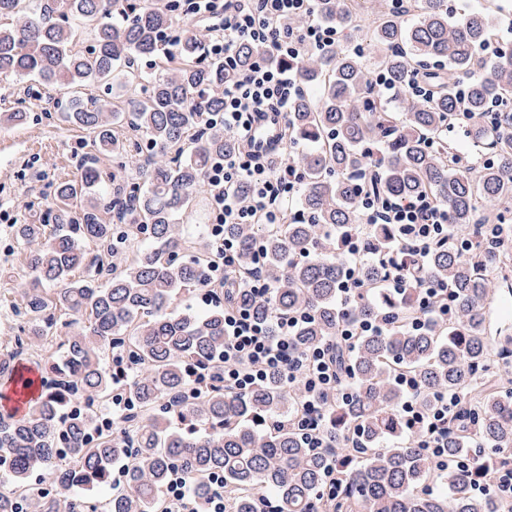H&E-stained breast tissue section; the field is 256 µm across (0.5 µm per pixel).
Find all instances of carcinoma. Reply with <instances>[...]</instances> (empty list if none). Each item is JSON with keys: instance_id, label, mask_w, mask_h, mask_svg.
<instances>
[{"instance_id": "obj_1", "label": "carcinoma", "mask_w": 512, "mask_h": 512, "mask_svg": "<svg viewBox=\"0 0 512 512\" xmlns=\"http://www.w3.org/2000/svg\"><path fill=\"white\" fill-rule=\"evenodd\" d=\"M177 7L176 0L162 8L145 0H43L36 6L31 0H0V19L13 20L0 25V95L28 81L46 88L107 82L121 69L142 92L129 99L128 111L72 100L62 112L68 122L94 133L104 152L139 148L134 133L150 144L139 172L145 191L125 194L123 176L114 173L113 198L105 200L98 159L86 157L80 182L65 181L57 188L53 232L44 224L17 227L23 242L43 240L29 254L36 280L24 291L28 326L18 346L47 339L52 323L46 313L58 308L77 319L87 317L89 326L63 342L52 378L43 380L47 392L27 413L0 415V512H20V503L29 499L37 500L41 512H60L59 499L30 487L27 477L34 471L50 476L60 491L93 490L110 484L112 466L121 461L127 462L124 485L108 499V512H161L162 489L175 466L184 470L203 503L210 474L223 473L228 512H261L270 497L275 512H315L320 484L333 465L348 485L343 512H500L494 500L473 499L474 472L453 467L434 476L413 437L399 448L386 443L402 434L395 412L401 394L392 376L410 370L426 408L439 390L476 394L469 421L448 438V458L478 443L512 450V392L482 375L491 346L512 342L491 321L503 282L489 273L499 274L508 264L503 244L477 243L465 256L450 242L427 257V274L457 296L456 320H433L419 333L398 321L385 334L367 336L353 352L339 355L357 390L347 403L329 408L333 450L306 448L289 429L260 434L249 425L296 406L298 393L278 375L244 397L219 386L192 393L183 365L219 361L224 310L166 312L181 291L207 280L211 261L207 254L190 253L192 239L174 220L202 191L206 169L237 152L239 143L218 126L201 137L192 135L203 113L224 109V61L208 58L198 35L165 45L163 35L177 20ZM410 9L421 18L394 13L379 18L367 59L338 45L295 63L301 83L320 97L318 104L300 97L283 132L287 146L302 147L300 217L224 229L237 241L245 264L256 239L266 246V274L274 292L269 303L253 305L259 318L313 311V320L295 339L301 349L336 335L337 285L346 263L334 253L342 252V235L356 233L377 248L386 243L387 226L362 223L355 181L362 171L379 166V187L398 199L431 194L448 208L459 238L484 223L479 200L512 195V114L486 118L491 102L512 92V55L482 69L477 57L494 32L490 14L474 10L451 21L445 0H413ZM319 13L342 32L356 20L347 0H320ZM71 17L92 26L93 44L85 52L74 43ZM237 51L244 68L264 55L261 46L249 42ZM147 58L162 61V69L146 72L136 66ZM372 64L386 74L395 95L418 79L432 97L405 110L389 108L374 95L368 77ZM437 64L448 66L466 85L472 122L461 137L477 148L467 160L448 151L446 126L459 102ZM171 152L177 160L168 158ZM76 198L82 201L78 237L66 229ZM325 224L339 229L336 242L328 245L320 244ZM87 241L100 251L88 252ZM131 250L124 268L108 273L104 258ZM287 254L305 261L285 264ZM77 269L85 275L73 280ZM109 274L108 284L101 285ZM355 275L367 291L356 315H378L384 269L361 260ZM45 281L59 288L50 293ZM109 349L128 352L136 364L135 374L125 380L133 409L115 430L101 431L99 405L112 389V370L103 359ZM78 393L86 397L85 405L64 415ZM174 417L200 429L174 431Z\"/></svg>"}]
</instances>
